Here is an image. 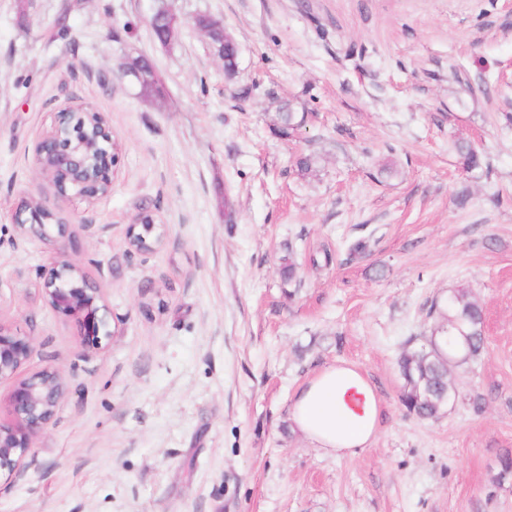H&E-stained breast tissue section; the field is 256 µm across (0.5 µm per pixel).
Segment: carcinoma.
Wrapping results in <instances>:
<instances>
[{
  "instance_id": "carcinoma-1",
  "label": "carcinoma",
  "mask_w": 512,
  "mask_h": 512,
  "mask_svg": "<svg viewBox=\"0 0 512 512\" xmlns=\"http://www.w3.org/2000/svg\"><path fill=\"white\" fill-rule=\"evenodd\" d=\"M198 23L212 31L213 42L224 52V73L227 77L235 74L237 44L229 37L218 33L219 27L204 16ZM303 118L288 111L278 113L275 130L286 135L300 126ZM440 321L448 324L457 341H450L442 347L441 357H427L421 348L405 352L399 359V369L405 381L401 402L406 411L426 419L437 415L448 399L456 395L452 371L455 362L461 358L473 361L481 355L485 346L483 335L482 305L468 291L459 290L448 296L439 312Z\"/></svg>"
}]
</instances>
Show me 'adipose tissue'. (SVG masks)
<instances>
[{"instance_id":"adipose-tissue-1","label":"adipose tissue","mask_w":512,"mask_h":512,"mask_svg":"<svg viewBox=\"0 0 512 512\" xmlns=\"http://www.w3.org/2000/svg\"><path fill=\"white\" fill-rule=\"evenodd\" d=\"M290 413L306 439L339 458L356 455L371 443L380 407L370 383L355 367L342 363L314 375L295 394Z\"/></svg>"}]
</instances>
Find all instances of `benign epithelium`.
<instances>
[{"label":"benign epithelium","mask_w":512,"mask_h":512,"mask_svg":"<svg viewBox=\"0 0 512 512\" xmlns=\"http://www.w3.org/2000/svg\"><path fill=\"white\" fill-rule=\"evenodd\" d=\"M100 130L90 138L84 113L64 111L51 130L43 133L35 149L38 174L54 183L61 195L74 194L89 201L107 195L112 188V156L118 142L104 115L96 113ZM49 212L17 206L13 223L21 233H33L44 240ZM164 230L149 212L141 213L127 230L132 253L145 254L163 243ZM39 292L59 315L84 323L95 345L112 338L104 296L85 275L82 265L62 254L40 276ZM34 350L33 341L0 323V380H14L7 412L0 420V472L13 473L24 465L37 439L55 416L67 392L65 376L57 369L44 368L21 375Z\"/></svg>","instance_id":"7a95c632"}]
</instances>
